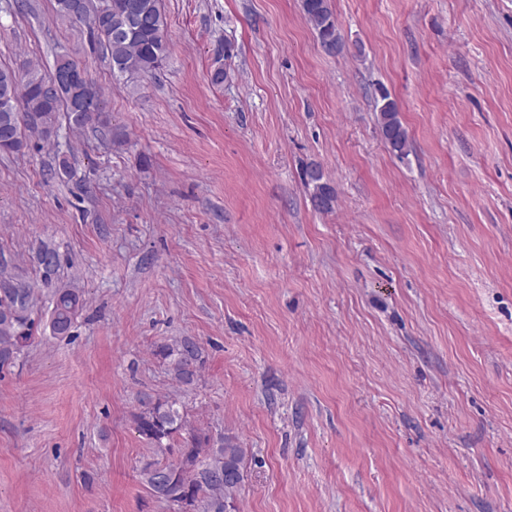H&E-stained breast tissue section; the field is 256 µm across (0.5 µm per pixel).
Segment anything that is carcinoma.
<instances>
[{
	"label": "carcinoma",
	"mask_w": 512,
	"mask_h": 512,
	"mask_svg": "<svg viewBox=\"0 0 512 512\" xmlns=\"http://www.w3.org/2000/svg\"><path fill=\"white\" fill-rule=\"evenodd\" d=\"M99 0H86L79 16H73L70 0H55V15L70 22L87 24L99 45L105 50L112 73L127 79L152 75L163 66L169 50L168 23L161 0H137L138 19L131 17L132 0H112L111 11L98 9ZM304 14L315 31L319 43L330 45V53L342 51L344 42L330 0H302ZM51 74L27 64L22 73L0 67V153H19L27 147L26 133L30 125L20 121L18 100L10 97L14 88H22L25 111L35 113L42 125L40 137L46 141L57 132L60 117L81 129L88 125L106 127L109 117L102 90L93 82L90 92L97 97L95 106L73 112L62 98L46 96L44 88ZM376 105L379 130L391 152L403 159L409 155L410 142L399 119V110L390 93L382 88ZM304 183L312 189L315 209L329 212L336 202V190L324 180L316 165L306 167ZM37 259L44 280H52L58 266L57 253L47 246L39 249ZM13 284L0 289V367L14 363L33 339L34 288L21 275L0 267V282ZM83 301L79 291L61 285L52 293L50 329L55 336L69 334ZM155 355L167 367L171 378L188 386L197 375L201 360L200 346L183 339L160 344ZM136 431L154 451L177 453L174 460L153 459L140 467L139 475L150 496L168 506L183 504L182 512H236L235 499L244 487L247 449L233 436L222 438L217 447L210 438L189 430V422L174 400L141 399V411L134 417ZM188 436H183L184 431Z\"/></svg>",
	"instance_id": "carcinoma-1"
}]
</instances>
